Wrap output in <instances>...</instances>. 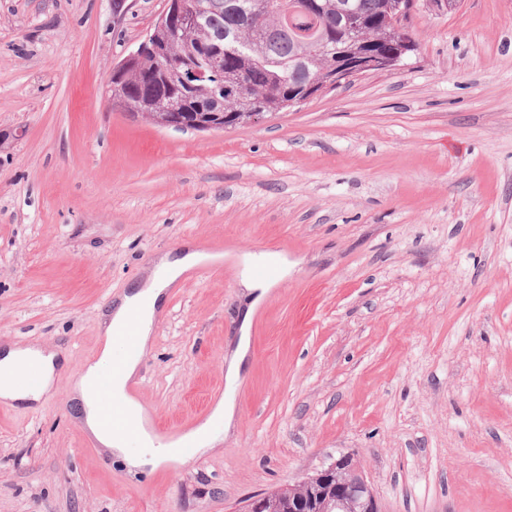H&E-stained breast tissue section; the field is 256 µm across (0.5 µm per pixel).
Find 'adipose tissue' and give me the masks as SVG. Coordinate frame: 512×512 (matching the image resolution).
<instances>
[{
	"label": "adipose tissue",
	"mask_w": 512,
	"mask_h": 512,
	"mask_svg": "<svg viewBox=\"0 0 512 512\" xmlns=\"http://www.w3.org/2000/svg\"><path fill=\"white\" fill-rule=\"evenodd\" d=\"M213 259V254L199 249L198 246L186 245L178 253H168L159 258L158 275L150 276L146 281L118 296L108 312L102 349L97 358L87 364L86 372L76 389V398L80 404L85 428L113 457L123 461L128 473L135 474L144 471L146 467L154 468L163 463H177L178 456L169 447L160 450L149 446L138 453L129 449L124 436L127 423L131 420L143 423L146 414L145 408L138 401L128 400L129 419L119 418L108 426L103 424L97 384L101 371L112 360L114 334L125 323L129 313L135 310L140 315L137 336L140 342H147L153 322L164 308L167 289L179 286L185 273ZM31 358L37 359L43 369L44 381L41 392L50 391L61 369L58 354L51 347L31 344L11 348L0 357V365L9 367Z\"/></svg>",
	"instance_id": "ef3b65f1"
}]
</instances>
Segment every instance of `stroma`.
<instances>
[{
	"instance_id": "stroma-1",
	"label": "stroma",
	"mask_w": 512,
	"mask_h": 512,
	"mask_svg": "<svg viewBox=\"0 0 512 512\" xmlns=\"http://www.w3.org/2000/svg\"><path fill=\"white\" fill-rule=\"evenodd\" d=\"M166 4L0 0V350L66 352L39 402L0 400V512H241L342 452L383 512H512V0H416L396 68L205 133L105 100ZM191 241L224 259L169 295L138 396L160 438L233 419L131 474L71 378L112 299ZM248 325L249 322L245 321L242 323V336L228 364L227 379L229 380H236L240 376L243 362L248 351ZM213 420H219L221 422L224 421V405L222 403H219L217 405V407L213 411L210 419L206 423L200 425L193 431L189 432L188 434L183 436L180 440H182L183 438L191 439L195 442L196 449L198 452H201V453L206 452L207 450L212 448L217 441V437H214V436L208 434L209 424Z\"/></svg>"
}]
</instances>
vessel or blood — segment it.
I'll return each mask as SVG.
<instances>
[{
	"instance_id": "b4317fda",
	"label": "vessel or blood",
	"mask_w": 512,
	"mask_h": 512,
	"mask_svg": "<svg viewBox=\"0 0 512 512\" xmlns=\"http://www.w3.org/2000/svg\"><path fill=\"white\" fill-rule=\"evenodd\" d=\"M137 315H130L126 326L118 331L112 352L111 363L103 370L99 384V394L104 413L121 415L125 410L127 396L137 392L135 381H127L123 390H116L114 383L123 374L125 363L140 352L136 334ZM43 381V373L36 360L29 359L9 370H0V384L13 385L27 391H37Z\"/></svg>"
}]
</instances>
